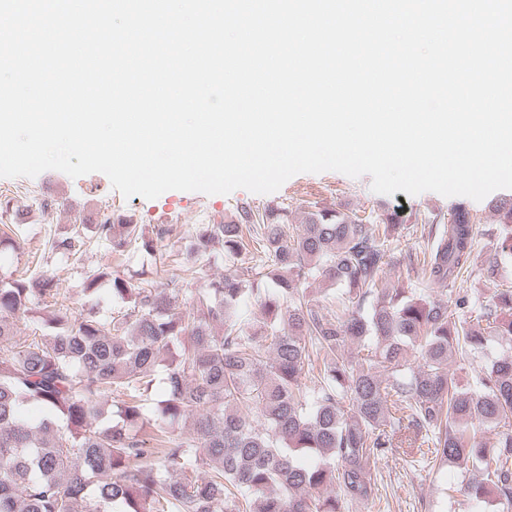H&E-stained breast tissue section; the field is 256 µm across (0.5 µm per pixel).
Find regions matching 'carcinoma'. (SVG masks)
<instances>
[{
  "instance_id": "1",
  "label": "carcinoma",
  "mask_w": 512,
  "mask_h": 512,
  "mask_svg": "<svg viewBox=\"0 0 512 512\" xmlns=\"http://www.w3.org/2000/svg\"><path fill=\"white\" fill-rule=\"evenodd\" d=\"M490 207L503 214L497 255L511 261L512 200ZM423 223L426 246L405 262L387 250L398 225L389 212L369 223L314 210L294 227L285 211L244 202L233 220L191 236L197 266L171 258L166 229L151 237L107 217L48 234L51 254L82 256L92 233L115 254L152 256L166 286L99 268L76 309L53 274L0 277V512H346L374 497L369 468L386 448L466 470L476 512L492 497L511 507L512 356L466 388L451 365L467 348L512 342V288L477 308L385 287L388 267L451 287L474 266L466 206L449 223L439 213ZM220 251L228 261L250 251L255 263L179 287ZM319 278L333 289L314 299ZM102 280L120 305L108 318ZM41 312L39 327L18 335ZM349 345L357 356L345 355ZM112 396L122 401L117 421L105 410ZM26 403L41 408L34 422ZM476 423L493 444L477 440Z\"/></svg>"
}]
</instances>
